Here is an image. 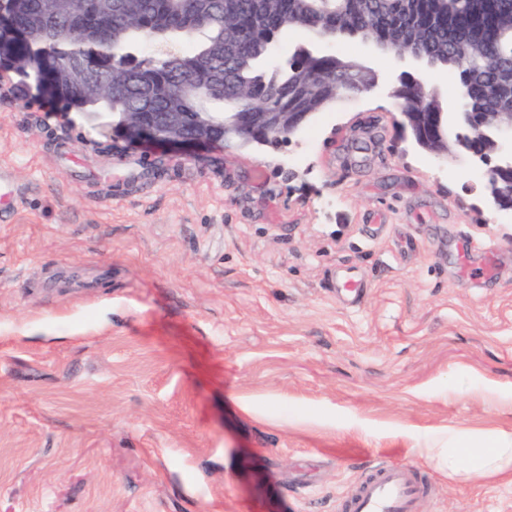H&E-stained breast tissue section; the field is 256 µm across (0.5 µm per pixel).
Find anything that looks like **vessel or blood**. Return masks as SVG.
<instances>
[{"instance_id":"1","label":"vessel or blood","mask_w":512,"mask_h":512,"mask_svg":"<svg viewBox=\"0 0 512 512\" xmlns=\"http://www.w3.org/2000/svg\"><path fill=\"white\" fill-rule=\"evenodd\" d=\"M429 493L417 467L378 463L338 500L336 512H419Z\"/></svg>"}]
</instances>
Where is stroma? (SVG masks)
I'll list each match as a JSON object with an SVG mask.
<instances>
[{
    "label": "stroma",
    "mask_w": 512,
    "mask_h": 512,
    "mask_svg": "<svg viewBox=\"0 0 512 512\" xmlns=\"http://www.w3.org/2000/svg\"><path fill=\"white\" fill-rule=\"evenodd\" d=\"M17 81L0 512H336L379 462L424 469L420 512H512V478L420 452L512 433V220L476 166L420 148L382 88L275 148L180 155L103 152L108 111Z\"/></svg>",
    "instance_id": "1"
}]
</instances>
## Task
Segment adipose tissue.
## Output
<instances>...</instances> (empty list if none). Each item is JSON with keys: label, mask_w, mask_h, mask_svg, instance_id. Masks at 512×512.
Instances as JSON below:
<instances>
[{"label": "adipose tissue", "mask_w": 512, "mask_h": 512, "mask_svg": "<svg viewBox=\"0 0 512 512\" xmlns=\"http://www.w3.org/2000/svg\"><path fill=\"white\" fill-rule=\"evenodd\" d=\"M426 457L449 478L456 480L512 476V435L463 434L454 446L434 440Z\"/></svg>", "instance_id": "1"}]
</instances>
